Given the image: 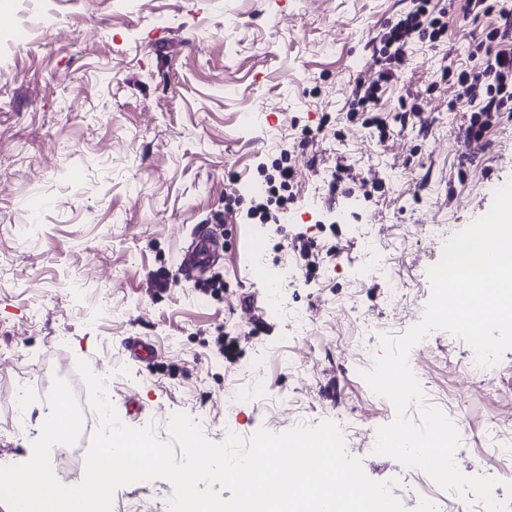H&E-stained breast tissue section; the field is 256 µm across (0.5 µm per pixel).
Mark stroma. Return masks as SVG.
Here are the masks:
<instances>
[{
  "label": "stroma",
  "mask_w": 512,
  "mask_h": 512,
  "mask_svg": "<svg viewBox=\"0 0 512 512\" xmlns=\"http://www.w3.org/2000/svg\"><path fill=\"white\" fill-rule=\"evenodd\" d=\"M433 3L447 10L443 36L413 44L378 104L421 118L392 123L382 142L346 121L345 105L356 82L376 80L370 41L410 0H0V16L26 30L22 47L0 46V462L27 460L46 414L35 403L14 416L16 385L59 377L85 392L83 359L109 375L125 425L155 423L160 440L177 412L216 443L330 420L371 479L395 481L407 512L425 498L470 512L423 471L374 454L396 411L349 356L422 319L437 226L463 230L512 182V115L465 144L471 103L439 84L443 68L469 66L490 20L467 16L465 0ZM39 14L71 37H45ZM340 154L353 193L331 200ZM282 166L295 172L293 204L275 222L248 216L246 186ZM205 232L213 261L178 276ZM303 243L324 258L308 281ZM371 243L389 274L368 273ZM286 267L294 279L272 288ZM295 309L309 314L305 329L286 318ZM220 336L233 340L228 355ZM132 337L153 344L150 362L132 357ZM467 348L436 330L409 357L427 403L461 424L459 469L512 495V461L493 452L512 427L488 434L512 416V350L479 382L463 372ZM172 492L164 480L128 484L112 512H168Z\"/></svg>",
  "instance_id": "1"
}]
</instances>
